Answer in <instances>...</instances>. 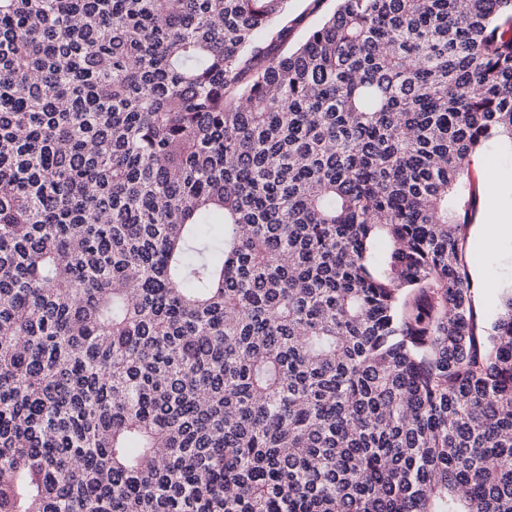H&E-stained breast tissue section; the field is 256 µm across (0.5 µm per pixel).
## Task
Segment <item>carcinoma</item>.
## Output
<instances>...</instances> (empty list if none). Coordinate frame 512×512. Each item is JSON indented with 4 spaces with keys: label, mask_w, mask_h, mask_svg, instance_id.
I'll return each mask as SVG.
<instances>
[{
    "label": "carcinoma",
    "mask_w": 512,
    "mask_h": 512,
    "mask_svg": "<svg viewBox=\"0 0 512 512\" xmlns=\"http://www.w3.org/2000/svg\"><path fill=\"white\" fill-rule=\"evenodd\" d=\"M298 24L0 0V512H512V0ZM470 165L472 176L483 192V202L468 227L465 252L469 267L470 289L478 327L487 326L497 312L498 296L503 288L512 286V222L497 220L484 215L492 211L501 218L512 219V155L498 143L488 144L477 154ZM488 182H497L495 196L484 192ZM483 222V224H482ZM487 240L499 243L489 245L484 251L476 248ZM481 267L484 280L479 284L475 272Z\"/></svg>",
    "instance_id": "obj_1"
}]
</instances>
